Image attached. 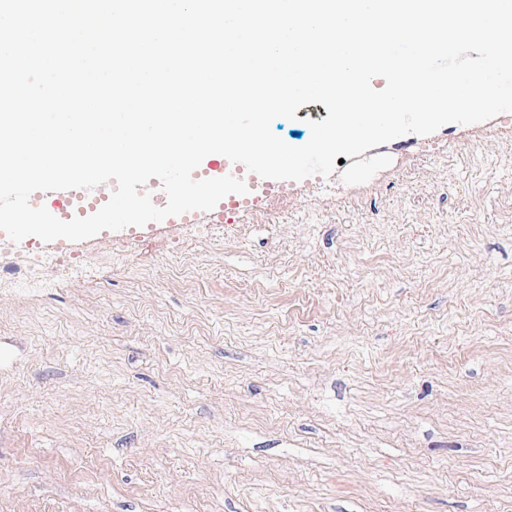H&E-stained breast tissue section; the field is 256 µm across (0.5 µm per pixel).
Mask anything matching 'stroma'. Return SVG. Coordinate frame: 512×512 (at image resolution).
Instances as JSON below:
<instances>
[{
	"label": "stroma",
	"mask_w": 512,
	"mask_h": 512,
	"mask_svg": "<svg viewBox=\"0 0 512 512\" xmlns=\"http://www.w3.org/2000/svg\"><path fill=\"white\" fill-rule=\"evenodd\" d=\"M265 206L0 287V512H512V120Z\"/></svg>",
	"instance_id": "obj_1"
}]
</instances>
